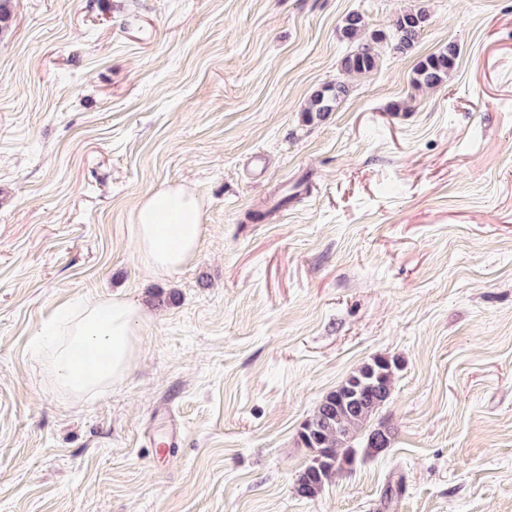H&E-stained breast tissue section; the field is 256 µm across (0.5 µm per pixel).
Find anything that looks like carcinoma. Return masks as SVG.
<instances>
[{
	"label": "carcinoma",
	"mask_w": 512,
	"mask_h": 512,
	"mask_svg": "<svg viewBox=\"0 0 512 512\" xmlns=\"http://www.w3.org/2000/svg\"><path fill=\"white\" fill-rule=\"evenodd\" d=\"M428 20L429 16L422 8L403 10L395 16L390 29L371 30L361 13H348L339 29L340 38L356 44V49L343 58L344 71L349 74L373 71L379 63V48L384 45L391 46L396 53H407ZM456 58V46L450 43L444 51L417 63L412 82L429 89L442 85L455 68ZM345 94L346 87L342 84L327 86L310 98L305 112L318 116L331 112ZM397 370V358L374 356L323 397L299 432L302 444L311 449L313 455L310 463L296 476L298 495L317 497L325 484L351 469L356 461V443H361L364 453L369 455L370 443L379 431L383 429L391 433L382 423L373 429L368 428V423L387 401Z\"/></svg>",
	"instance_id": "1"
}]
</instances>
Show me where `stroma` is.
<instances>
[{"mask_svg":"<svg viewBox=\"0 0 512 512\" xmlns=\"http://www.w3.org/2000/svg\"><path fill=\"white\" fill-rule=\"evenodd\" d=\"M411 5L429 14L412 50L345 74L343 18L384 30ZM7 8L0 512H512V0ZM451 42L447 82L416 87ZM170 185L203 236L161 277L133 213ZM115 295L150 311L137 359L67 400L30 345L63 302ZM380 354L402 361L376 415L389 449L298 496L304 421ZM162 406L183 427L163 457ZM346 92V87L342 84L324 87L310 98L305 112H307L310 117H312L314 112L319 117L325 113L333 112Z\"/></svg>","mask_w":512,"mask_h":512,"instance_id":"obj_1","label":"stroma"}]
</instances>
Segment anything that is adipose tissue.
Masks as SVG:
<instances>
[{"label":"adipose tissue","mask_w":512,"mask_h":512,"mask_svg":"<svg viewBox=\"0 0 512 512\" xmlns=\"http://www.w3.org/2000/svg\"><path fill=\"white\" fill-rule=\"evenodd\" d=\"M134 225L141 263L168 276L198 251L200 204L183 187H166L141 200ZM146 318L142 308L121 296L68 302L42 325L32 353L47 360L51 382L59 390L76 398L102 395L122 382L134 364L137 330ZM79 347L102 349L104 356L81 360L75 353Z\"/></svg>","instance_id":"adipose-tissue-1"}]
</instances>
